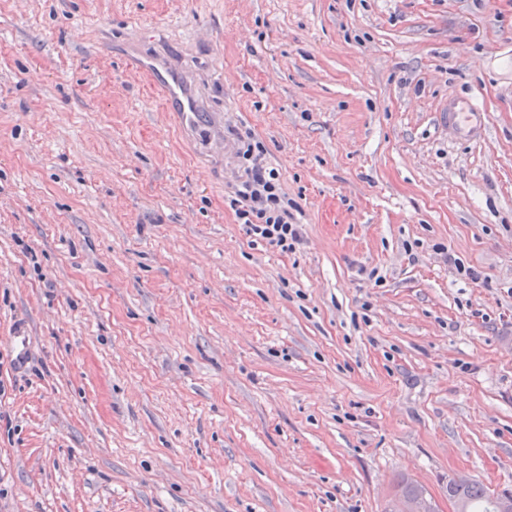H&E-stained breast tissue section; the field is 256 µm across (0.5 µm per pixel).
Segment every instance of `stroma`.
I'll use <instances>...</instances> for the list:
<instances>
[{"instance_id":"35a3bbf8","label":"stroma","mask_w":512,"mask_h":512,"mask_svg":"<svg viewBox=\"0 0 512 512\" xmlns=\"http://www.w3.org/2000/svg\"><path fill=\"white\" fill-rule=\"evenodd\" d=\"M458 96L486 139L439 127ZM234 129L295 252L224 203ZM0 386V512L512 489V0H0ZM139 69L151 86L162 91L165 112H173L179 121L188 126L191 114L197 110V104L184 93L182 75L174 71L164 75L152 61L148 60L142 61ZM237 157L242 174L228 197L238 224L254 237L282 253L294 252L302 241V224L294 215L296 205L288 199L277 168L266 160V150L251 133L236 132ZM12 351L15 364L22 367L26 364L29 357L31 336L26 326H18L11 336Z\"/></svg>"}]
</instances>
